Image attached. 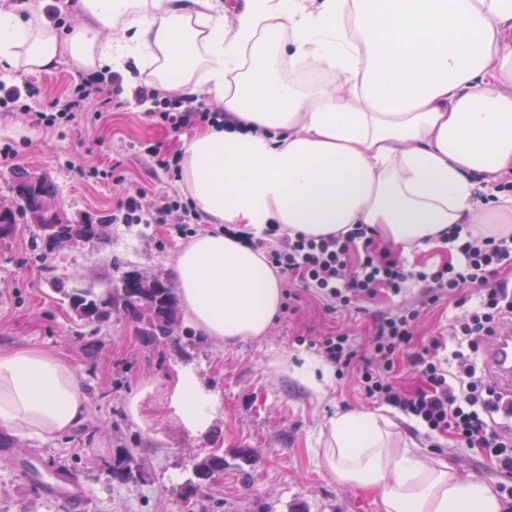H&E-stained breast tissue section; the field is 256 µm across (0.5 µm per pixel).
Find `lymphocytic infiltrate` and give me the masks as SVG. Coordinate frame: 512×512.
Here are the masks:
<instances>
[{"label": "lymphocytic infiltrate", "mask_w": 512, "mask_h": 512, "mask_svg": "<svg viewBox=\"0 0 512 512\" xmlns=\"http://www.w3.org/2000/svg\"><path fill=\"white\" fill-rule=\"evenodd\" d=\"M121 88L112 71L78 75L48 108L32 109L29 101L40 94L31 82L0 86V111L21 118L32 127L56 130L86 118L88 105L104 116ZM134 95L151 100L159 124L175 133L199 125L223 128V109L202 96L171 97L141 85ZM116 224H165L179 238L191 237L201 215L193 202L179 196L148 199L144 188L127 191L112 212ZM273 244L266 251L270 265L286 280L299 281L321 300L348 310L362 311L378 289L401 295L409 284L420 288L424 303L457 296L465 285L479 289L478 305L458 316L448 336H435L429 343L413 346L419 311L405 303L380 313L374 321L366 352L354 348L346 333L311 337L338 374L354 373L367 398L396 409L421 426L426 434L452 435L464 448H480L494 458L498 468L512 473V396L502 391L484 364L490 340L512 322V282L499 270L512 259V233L483 236L453 230L449 243L460 257L458 264L412 270L380 244L373 227L353 225L341 235L309 237L281 232L279 225L265 229ZM406 355L423 378L416 393L402 391L394 380L395 358Z\"/></svg>", "instance_id": "f902f5d3"}]
</instances>
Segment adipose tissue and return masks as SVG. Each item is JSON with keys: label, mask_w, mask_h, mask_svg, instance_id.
I'll list each match as a JSON object with an SVG mask.
<instances>
[{"label": "adipose tissue", "mask_w": 512, "mask_h": 512, "mask_svg": "<svg viewBox=\"0 0 512 512\" xmlns=\"http://www.w3.org/2000/svg\"><path fill=\"white\" fill-rule=\"evenodd\" d=\"M44 7L0 6V65L33 73L66 54L132 85H206L222 103L224 128L181 146L182 185L213 229L169 266L185 314L216 345L266 335L281 312V280L247 242L265 225L317 237L368 224L406 251L456 224L512 232V194L494 190L512 173V0H78L86 22L71 31ZM303 61L336 82L285 81L282 64ZM171 400L186 430L208 428L213 399L192 369ZM87 410L72 362L0 351L1 431L50 439ZM321 436L327 474L381 512H502L491 483L462 477L382 413H336Z\"/></svg>", "instance_id": "ef3b65f1"}]
</instances>
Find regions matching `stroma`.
<instances>
[{"mask_svg": "<svg viewBox=\"0 0 512 512\" xmlns=\"http://www.w3.org/2000/svg\"><path fill=\"white\" fill-rule=\"evenodd\" d=\"M77 75L65 55L51 71L34 75L0 67L1 84L38 82L40 108ZM120 100L97 124L82 122L62 133L0 117V148L17 151L14 160L0 162V208L13 202L12 172L25 168L55 183L52 208L70 223H101L98 243L51 253L30 220L0 236V351L26 345L58 353L76 366L88 396L86 421L74 431L47 440L10 438L7 457H0V512H379L373 497L336 484L319 456L320 430L328 418L348 409L374 411L379 404L348 376L331 374L322 394L309 387L295 370L314 351L300 339L341 328L355 348L364 349L373 314L417 299L418 288L403 298L379 291L368 313L354 315L328 312L305 291L295 314L281 313L267 336L232 349L200 336L187 321L178 346H158L146 343L124 317L90 325L72 310L69 293L103 291L126 271L168 278L170 260L182 245L165 225L110 221L120 187H142L151 195L181 189L180 182L151 174V160L139 145L155 143L173 153L184 135L158 127L132 94L122 93ZM113 165L123 186L79 174L83 168ZM277 358L287 360L288 370L273 368ZM183 367L193 369L215 398L212 422L199 434L184 429L171 406V384ZM146 383L153 390L139 416H132L127 399ZM394 419L410 441L447 460L462 476L512 486V475L501 473L478 450L452 447L441 434L425 437L402 414ZM215 449L229 463L223 477L202 495L183 498L194 463ZM242 451L253 456L243 472L238 469ZM128 452L140 466L132 480L114 476L109 468ZM63 477L86 487L81 508L44 493L46 483Z\"/></svg>", "mask_w": 512, "mask_h": 512, "instance_id": "35a3bbf8", "label": "stroma"}]
</instances>
